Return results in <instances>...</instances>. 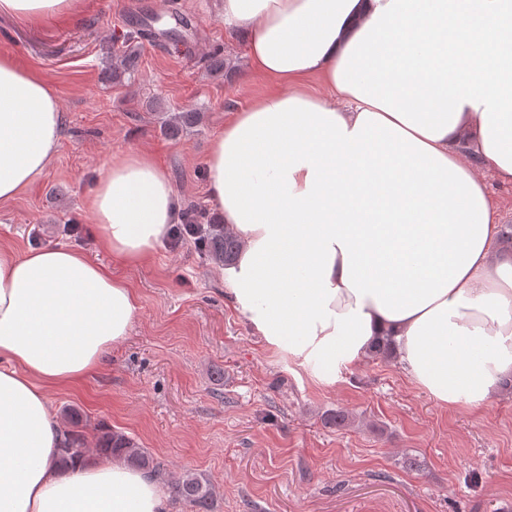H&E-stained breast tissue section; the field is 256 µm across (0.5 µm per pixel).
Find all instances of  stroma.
Returning a JSON list of instances; mask_svg holds the SVG:
<instances>
[{"label":"stroma","mask_w":512,"mask_h":512,"mask_svg":"<svg viewBox=\"0 0 512 512\" xmlns=\"http://www.w3.org/2000/svg\"><path fill=\"white\" fill-rule=\"evenodd\" d=\"M214 0H89L75 21L33 28L0 16V53L39 70L59 96L62 137L49 167L0 202V247L22 255L60 245L111 266L135 290L130 336L75 388L48 395L57 417H83L87 447L100 426L131 437L163 480L207 481L214 512H512V383L471 408L445 407L416 388L397 358L370 355L321 383L274 355L233 309L222 266L193 241L159 245L129 267L99 248L85 200L113 153L149 152L169 174L181 209L211 211L206 157L231 112L271 80L247 75L241 40ZM190 14L185 54L163 43L172 11ZM154 40L134 51L136 74L106 69L129 24ZM221 49L232 73L213 71ZM202 112L198 126L166 136L162 112ZM80 225L77 234L67 233ZM350 421L338 428L328 415Z\"/></svg>","instance_id":"1"}]
</instances>
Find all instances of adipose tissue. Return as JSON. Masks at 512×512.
<instances>
[{
	"mask_svg": "<svg viewBox=\"0 0 512 512\" xmlns=\"http://www.w3.org/2000/svg\"><path fill=\"white\" fill-rule=\"evenodd\" d=\"M85 0H0L36 26ZM253 74L278 91L211 142V204L240 240L224 283L275 354L321 383L394 340L411 381L474 406L512 377V244L485 171L512 184V0H220ZM319 78L326 94L307 85ZM58 95L0 54V201L59 145ZM86 205L102 246L136 262L179 203L145 151L111 156ZM128 283L59 246L0 248V512H168L163 483L103 460L60 473L48 390L125 341Z\"/></svg>",
	"mask_w": 512,
	"mask_h": 512,
	"instance_id": "ef3b65f1",
	"label": "adipose tissue"
}]
</instances>
